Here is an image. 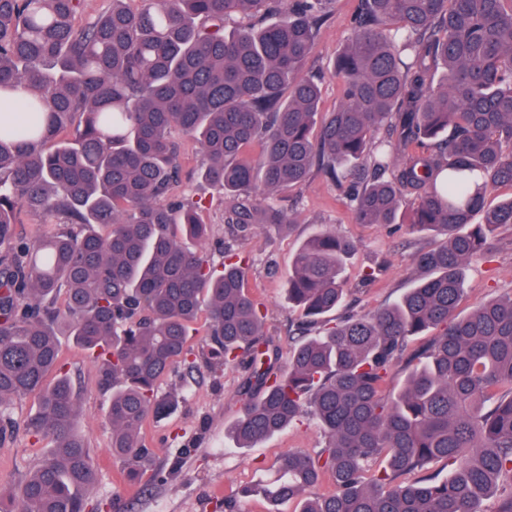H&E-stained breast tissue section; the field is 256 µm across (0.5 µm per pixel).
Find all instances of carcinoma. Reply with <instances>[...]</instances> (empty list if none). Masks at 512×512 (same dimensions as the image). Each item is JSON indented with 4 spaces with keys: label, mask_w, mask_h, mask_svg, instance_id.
Listing matches in <instances>:
<instances>
[{
    "label": "carcinoma",
    "mask_w": 512,
    "mask_h": 512,
    "mask_svg": "<svg viewBox=\"0 0 512 512\" xmlns=\"http://www.w3.org/2000/svg\"><path fill=\"white\" fill-rule=\"evenodd\" d=\"M128 2L80 24L84 0H0V436L14 400L36 393L27 430L53 441L0 512H83L80 489L94 481L79 397L66 375L48 380L59 320L110 386L112 456L133 478L143 425L177 402L160 380L181 361L189 375L246 363L229 428L239 447L306 417L322 443L284 455L276 480L239 497L296 499L298 512H484L512 484V294L456 309L465 266L512 228V197L487 204L512 186V0H360L332 62L330 112L308 63L333 0ZM19 85L28 100L13 114ZM176 129L199 144L198 175L223 192L232 236L291 229L297 216L274 198L318 173L356 223L442 238L413 253L426 276L356 313L345 282L355 242L310 235L286 279L300 322L279 364L245 288L248 261L227 244L219 271L177 235L179 223L198 242L207 232L198 203L168 201ZM24 209L53 231L18 240ZM202 314L209 349L189 362ZM440 461L444 479L430 473ZM325 479L332 490L313 494Z\"/></svg>",
    "instance_id": "obj_1"
}]
</instances>
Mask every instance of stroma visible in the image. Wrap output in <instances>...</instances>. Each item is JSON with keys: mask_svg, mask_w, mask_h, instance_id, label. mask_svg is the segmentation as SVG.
I'll use <instances>...</instances> for the list:
<instances>
[{"mask_svg": "<svg viewBox=\"0 0 512 512\" xmlns=\"http://www.w3.org/2000/svg\"><path fill=\"white\" fill-rule=\"evenodd\" d=\"M359 9V0H334L332 17L323 27L311 61L315 70L327 68L342 47ZM183 167L170 191L174 201L198 202L211 237L205 250L214 263L224 260V244L230 234L224 223L217 193L197 175L201 154L197 144L186 140ZM276 202L299 219L291 231L272 225L257 227L238 252L248 258L251 273L247 287L263 304L265 330L280 346L288 344V326L298 318L285 297V278L302 242L321 228L353 239L358 249L346 268L349 301L356 311L367 313L396 302L413 285L416 273L411 254L423 237L409 226L387 228L355 223L333 184L313 176L302 188L281 193ZM375 279L363 280L366 271ZM512 291V230L502 232L494 251L473 259L466 271V293L458 311ZM60 363L80 397L77 428L91 451L95 470L93 484L81 492L85 512H217L216 505L238 489L272 478L280 457L290 450H313L321 436L312 420L284 427L253 448H241L228 433L239 410L236 393L248 369L241 364L224 370H200L189 385L185 399L166 418L151 420L142 428L149 450L148 476L129 480L126 469L112 457V429L106 419L108 394L102 376L70 330L57 329ZM38 404L36 395L14 402L12 429L0 439V492L18 491L26 473L38 465L50 446L36 441L25 424Z\"/></svg>", "mask_w": 512, "mask_h": 512, "instance_id": "35a3bbf8", "label": "stroma"}]
</instances>
